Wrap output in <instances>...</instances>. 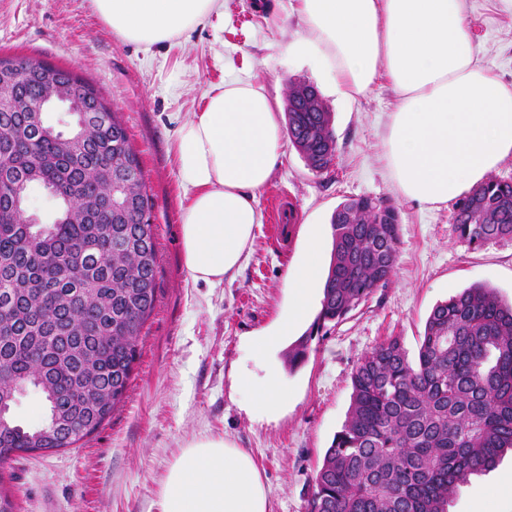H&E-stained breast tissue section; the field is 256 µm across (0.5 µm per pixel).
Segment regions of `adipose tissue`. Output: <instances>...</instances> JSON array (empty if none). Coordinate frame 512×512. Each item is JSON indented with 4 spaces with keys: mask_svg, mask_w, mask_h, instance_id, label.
<instances>
[{
    "mask_svg": "<svg viewBox=\"0 0 512 512\" xmlns=\"http://www.w3.org/2000/svg\"><path fill=\"white\" fill-rule=\"evenodd\" d=\"M468 0H295L305 35L288 45L312 60L346 101L388 81L396 105L383 159L399 194L431 208L455 200L512 160V84L478 59L468 32ZM122 41L144 49L172 42L223 0H91ZM286 134L277 102L251 78L212 86L176 130L173 154L185 191L182 257L193 282L233 279L263 222L260 193ZM322 228H311L306 257L286 281L291 308L256 352L280 348L307 318L322 268ZM288 391L276 369L253 384V409L275 415ZM158 512H268L261 473L250 454L223 438L193 440L171 465Z\"/></svg>",
    "mask_w": 512,
    "mask_h": 512,
    "instance_id": "1",
    "label": "adipose tissue"
}]
</instances>
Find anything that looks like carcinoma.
<instances>
[{
    "mask_svg": "<svg viewBox=\"0 0 512 512\" xmlns=\"http://www.w3.org/2000/svg\"><path fill=\"white\" fill-rule=\"evenodd\" d=\"M13 112H0V201L29 177L59 194L52 221L22 224L0 205V277L21 285L20 310L0 305V373L29 379L49 413L36 428L0 405V463L15 453L70 448L122 401L138 343L156 300L158 250L153 197L118 112L73 70L55 67L59 87L80 85L83 102L107 121L69 148L59 132L32 135L23 110L42 90L38 61L16 60ZM288 101V137L309 168L336 156L331 113L317 89ZM136 174L138 205L116 215L95 209L112 194L107 175ZM455 230L470 247L512 239V179L491 178L455 203ZM400 211L370 196L341 202L331 219L332 254L320 310L290 358L306 355L328 324L343 321L390 281ZM352 404L313 478L305 512H447L459 488L512 452V305L473 285L430 312L417 361L389 336L352 369Z\"/></svg>",
    "mask_w": 512,
    "mask_h": 512,
    "instance_id": "cac0c4a2",
    "label": "carcinoma"
}]
</instances>
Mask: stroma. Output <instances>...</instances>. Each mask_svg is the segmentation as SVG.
Masks as SVG:
<instances>
[{"label": "stroma", "mask_w": 512, "mask_h": 512, "mask_svg": "<svg viewBox=\"0 0 512 512\" xmlns=\"http://www.w3.org/2000/svg\"><path fill=\"white\" fill-rule=\"evenodd\" d=\"M294 0H224V14L155 51L120 42L89 0H0V56L74 70L118 110L154 201L159 259L155 309L122 402L92 434L69 448L14 457L0 466V492L15 512H156L161 482L182 449L207 436L232 441L255 460L269 490L268 512H305L312 479L352 400L351 373L386 337H400L416 360L432 308L473 285L512 302V240L469 248L454 231V206L403 201L389 178L382 141L395 95L380 83L352 102L323 88L314 66L288 51L303 29ZM468 30L481 62L512 83V13L498 0H468ZM254 76L278 102L289 87L318 86L332 115L336 157L316 173L293 147L260 195L264 216L281 198L296 230L279 256L266 225L247 262L218 287L192 282L183 264V200L172 151L179 119L197 109L225 74ZM397 203L398 258L387 287L289 367L287 350L260 356L255 337L288 313V274L298 268L310 225L330 227L349 196ZM278 368L288 403L272 417L254 413L246 382ZM512 475V454L463 486L448 512H488L492 488Z\"/></svg>", "instance_id": "35a3bbf8"}]
</instances>
